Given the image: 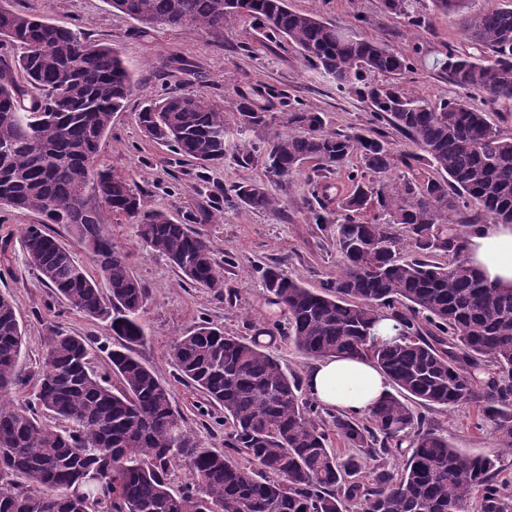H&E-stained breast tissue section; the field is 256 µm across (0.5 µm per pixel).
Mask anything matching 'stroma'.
I'll use <instances>...</instances> for the list:
<instances>
[{
	"instance_id": "1",
	"label": "stroma",
	"mask_w": 512,
	"mask_h": 512,
	"mask_svg": "<svg viewBox=\"0 0 512 512\" xmlns=\"http://www.w3.org/2000/svg\"><path fill=\"white\" fill-rule=\"evenodd\" d=\"M0 5L112 46L134 73L137 86L125 110L112 120L99 164L132 178L148 207L164 210L177 221L194 217L195 229L207 238L216 261L223 265L222 293L183 281L164 257L140 244L137 224L106 209L101 219L149 291L143 313L148 336L137 349L140 358L170 387L173 403L188 428L209 448L225 451L224 410L177 381L174 342L204 320L233 336L248 338L258 333L286 371L307 377L312 362L284 340L282 330L288 318L279 306L267 302L261 268L283 257L293 279L309 288L320 287L339 270L335 237L330 225L313 224L308 219L311 168H304L279 187L281 210H246L225 202L224 191L244 180L264 179L263 161L244 168L228 159L223 165L200 171L171 147L144 137L137 114L145 103L168 93L214 99L228 108L244 93L271 117L269 127L249 133L250 140L260 144L271 132H287L288 101L325 113L331 129L346 133L369 125V101L338 92L297 49L285 41H267L262 29L245 19L225 25L220 33L169 27L145 36L135 20L112 9L107 0H0ZM288 6L407 56L409 67L396 78L400 87L431 102L458 96V88L432 61L449 47L469 51L460 16L427 9L424 24L415 27L389 14L382 0H288ZM217 210L224 213L223 223L209 219ZM38 221L35 213L0 208V291L10 293L25 330L21 373L26 376L38 370L46 339L55 329L94 339L92 364L96 370L106 371L107 353L114 343L106 323L90 320L58 299L40 283L22 254L21 232ZM423 415L426 426L446 434L462 453L499 455L504 475L512 476V454L497 450L494 424L479 420L474 404L461 403L448 411L427 409Z\"/></svg>"
}]
</instances>
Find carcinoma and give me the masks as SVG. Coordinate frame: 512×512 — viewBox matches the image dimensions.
<instances>
[{
    "mask_svg": "<svg viewBox=\"0 0 512 512\" xmlns=\"http://www.w3.org/2000/svg\"><path fill=\"white\" fill-rule=\"evenodd\" d=\"M107 2L142 34L219 32L247 17L270 41L294 46L338 91L367 99L375 117L415 145L387 183L395 158L384 133L327 132L313 110L288 105V125L301 133L275 132L263 148L244 132L268 125L267 111L245 94L228 111L210 99L171 95L138 114L145 137L203 169L229 152L243 167L263 154L267 180L243 181L224 196L248 209L280 210L275 186L308 162L316 173L349 171L353 190L336 211L328 209L327 184L308 203L311 223L336 225L339 272L317 291L288 277L280 260L263 268L267 300L287 311L285 337L301 357H365L392 391L363 416L321 410L257 339L203 321L173 345L178 375L224 408L228 447L246 462L191 434L169 387L137 354L147 338L148 290L88 198L138 224L146 246L184 280L219 292L224 277L209 242L147 208L132 180L98 167L112 117L135 89L118 53L0 6V43L23 49L0 65V146H8L0 154V204L42 217L21 237L39 280L122 340L108 353L116 388L91 367L88 338L54 331L30 376L34 399L18 407L12 395L24 332L0 293V512H512V480L496 460L459 452L415 410L472 402L494 422L497 447L512 449V287L487 283L469 265L454 220L475 204L485 217L512 224V137L468 102L476 95L512 100V5L463 17L477 53L450 50L435 65L464 96L434 105L371 79L401 74L405 56L293 11L287 0ZM416 3L383 0L388 13L414 24ZM51 224L70 230L97 276L74 260ZM383 318L395 322L398 339L376 337ZM332 435L358 453L338 460ZM390 456L403 457L400 469H388ZM182 462L193 483L176 489L172 475ZM94 473L108 486L102 495L88 487Z\"/></svg>",
    "mask_w": 512,
    "mask_h": 512,
    "instance_id": "carcinoma-1",
    "label": "carcinoma"
}]
</instances>
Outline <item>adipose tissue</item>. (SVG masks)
Here are the masks:
<instances>
[{"instance_id":"obj_1","label":"adipose tissue","mask_w":512,"mask_h":512,"mask_svg":"<svg viewBox=\"0 0 512 512\" xmlns=\"http://www.w3.org/2000/svg\"><path fill=\"white\" fill-rule=\"evenodd\" d=\"M467 257L488 282L512 284V224L473 227L467 237ZM390 389L386 376L366 359H322L308 374V391L315 400L356 416L367 414Z\"/></svg>"}]
</instances>
